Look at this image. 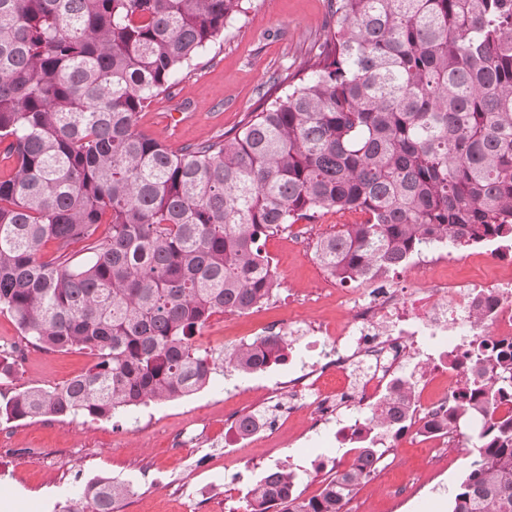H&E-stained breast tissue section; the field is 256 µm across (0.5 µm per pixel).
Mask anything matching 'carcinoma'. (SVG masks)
<instances>
[{
    "label": "carcinoma",
    "mask_w": 512,
    "mask_h": 512,
    "mask_svg": "<svg viewBox=\"0 0 512 512\" xmlns=\"http://www.w3.org/2000/svg\"><path fill=\"white\" fill-rule=\"evenodd\" d=\"M245 11L244 0H0V311L45 350H86L63 384L0 401V422L110 418L190 395L229 365L283 362L284 336L222 358L195 336L278 287L260 240L324 210L365 215L319 238L342 284L406 265L427 243L465 250L512 240V0H328L306 76L224 138L177 150L137 129L146 102ZM107 234L100 238V225ZM86 242L84 264L69 247ZM52 242L56 256L40 258ZM471 351L491 367L449 419L474 457L450 512H512V341ZM0 351V377L19 366ZM413 425L407 395L386 398ZM379 437L321 493L280 467L243 512H343L393 437ZM128 484L100 476L59 512H120Z\"/></svg>",
    "instance_id": "1"
}]
</instances>
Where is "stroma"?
I'll return each instance as SVG.
<instances>
[{
  "instance_id": "obj_1",
  "label": "stroma",
  "mask_w": 512,
  "mask_h": 512,
  "mask_svg": "<svg viewBox=\"0 0 512 512\" xmlns=\"http://www.w3.org/2000/svg\"><path fill=\"white\" fill-rule=\"evenodd\" d=\"M327 0H246V11L228 24L224 38L209 46L186 68L170 93L154 98L138 116L140 132L170 149L198 144L235 130L249 120L273 79L300 71L311 45L322 33ZM488 242L455 252L452 261L435 266L433 278L491 281L499 272L478 262V253L494 250ZM265 252L276 257L280 286L277 303L255 313L225 314L208 321L196 337L201 348L219 354L252 340L258 328L283 317L344 320L334 302L304 307L290 302L289 290L314 295L336 289L337 281L314 253L296 249L286 233L269 237ZM22 348L24 360L11 377L0 378V398L30 386L68 381L89 368L92 358L79 350L46 351L23 338L10 314L0 312V348ZM295 364L283 363L253 373L219 371L204 388L163 404L147 403L109 419L43 416L0 423V480L11 512H55L78 497L99 476L128 483L131 493L121 512H225V498L240 500L264 471L287 463L297 474V490L308 496L321 488L344 455L334 435L352 412L342 405L330 423L316 428L287 418V396L272 389L293 376ZM269 410L279 440L239 452L204 445L185 454L171 448L179 431L211 434L224 430L232 411ZM471 456L455 450L445 473L433 470L429 450L417 439L391 446L378 470L377 487L359 486L352 502L361 512H449L450 500ZM416 480V495L397 506L388 486Z\"/></svg>"
}]
</instances>
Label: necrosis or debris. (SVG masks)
I'll use <instances>...</instances> for the list:
<instances>
[{
	"mask_svg": "<svg viewBox=\"0 0 512 512\" xmlns=\"http://www.w3.org/2000/svg\"><path fill=\"white\" fill-rule=\"evenodd\" d=\"M491 260L504 273L487 284L430 279L423 287L404 288L369 279V294L341 292L337 303L348 311L344 323L319 319L307 324L304 349L333 355L338 374H347L355 363L364 374L342 391L326 389L309 372L293 378L289 415L324 422L345 397L372 408L386 390L413 378L414 432L431 448L434 466H441L449 449L457 447V434L432 418L458 395L474 364L470 340L512 337V255L496 253ZM435 384L441 385V394L428 397Z\"/></svg>",
	"mask_w": 512,
	"mask_h": 512,
	"instance_id": "4bbe7bcc",
	"label": "necrosis or debris"
}]
</instances>
